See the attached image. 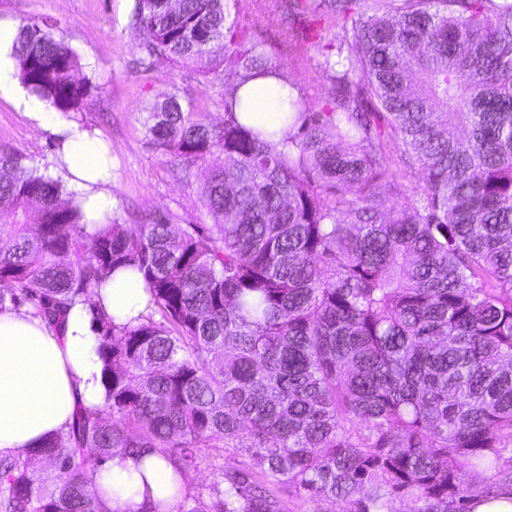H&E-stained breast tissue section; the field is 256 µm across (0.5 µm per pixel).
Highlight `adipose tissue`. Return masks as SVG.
I'll return each instance as SVG.
<instances>
[{
	"mask_svg": "<svg viewBox=\"0 0 512 512\" xmlns=\"http://www.w3.org/2000/svg\"><path fill=\"white\" fill-rule=\"evenodd\" d=\"M287 88L274 78L245 83L238 97L246 104L240 120L273 124ZM38 126L59 137L53 173L78 193L90 219L112 204V162L99 139L58 112H37ZM150 295L136 274L117 271L90 299L77 300L59 321L50 323L27 309L0 311V453L18 454L64 434L78 407L101 409L106 390L101 380V342L97 312L115 324L145 313ZM172 464L160 454L115 453L94 483L110 512H151L157 502L175 508Z\"/></svg>",
	"mask_w": 512,
	"mask_h": 512,
	"instance_id": "1",
	"label": "adipose tissue"
}]
</instances>
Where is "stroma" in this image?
I'll return each mask as SVG.
<instances>
[{
    "label": "stroma",
    "mask_w": 512,
    "mask_h": 512,
    "mask_svg": "<svg viewBox=\"0 0 512 512\" xmlns=\"http://www.w3.org/2000/svg\"><path fill=\"white\" fill-rule=\"evenodd\" d=\"M134 0H0V24L20 26L24 21L56 25V35L77 53L79 76L88 94L73 120L104 139L112 155V209L122 223L136 227L149 212L171 213L181 224H205L209 218L198 200L204 181V165L184 171L181 162L154 152L147 143L144 118L170 93L193 100L208 112L214 125L224 122V88L215 73L198 65L173 66L159 60L151 70L138 64L139 33L130 17ZM247 43L268 55L293 82L309 84L313 96L319 86L310 85L314 67L321 60L316 43L299 40L297 54L306 56L307 67L294 57L279 54L280 29L260 13L242 17ZM9 145L30 165L49 169L56 136L36 125L18 108L12 94L0 93V144ZM211 457L186 482L193 491L220 481L223 472L255 468L256 463L230 449H211Z\"/></svg>",
    "instance_id": "1"
}]
</instances>
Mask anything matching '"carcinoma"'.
I'll return each mask as SVG.
<instances>
[{
  "label": "carcinoma",
  "mask_w": 512,
  "mask_h": 512,
  "mask_svg": "<svg viewBox=\"0 0 512 512\" xmlns=\"http://www.w3.org/2000/svg\"><path fill=\"white\" fill-rule=\"evenodd\" d=\"M262 10L334 31L321 107L243 46L239 18ZM131 19L146 67L224 46L223 126L175 94L145 119L154 151L207 165L212 223L155 211L89 232L61 180L0 146V310L52 323L118 270L152 302L134 324L97 314L106 409L0 455V512H109L91 478L118 450L183 481L232 448L340 512H470L512 484V0H135ZM52 28L22 23L18 76L75 112L88 88ZM258 75L297 91L278 128L237 117ZM47 456L50 485L31 474ZM177 512L280 508L239 471Z\"/></svg>",
  "instance_id": "obj_1"
}]
</instances>
